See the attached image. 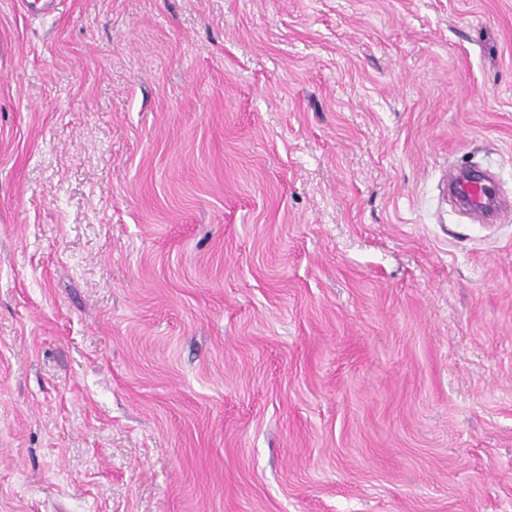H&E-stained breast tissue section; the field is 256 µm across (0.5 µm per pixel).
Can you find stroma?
<instances>
[{
	"mask_svg": "<svg viewBox=\"0 0 512 512\" xmlns=\"http://www.w3.org/2000/svg\"><path fill=\"white\" fill-rule=\"evenodd\" d=\"M512 0H0V512H512ZM455 192L469 207V210L479 218L486 219L493 212L498 211V202L491 194L492 174L484 172L451 177L450 180Z\"/></svg>",
	"mask_w": 512,
	"mask_h": 512,
	"instance_id": "35a3bbf8",
	"label": "stroma"
}]
</instances>
